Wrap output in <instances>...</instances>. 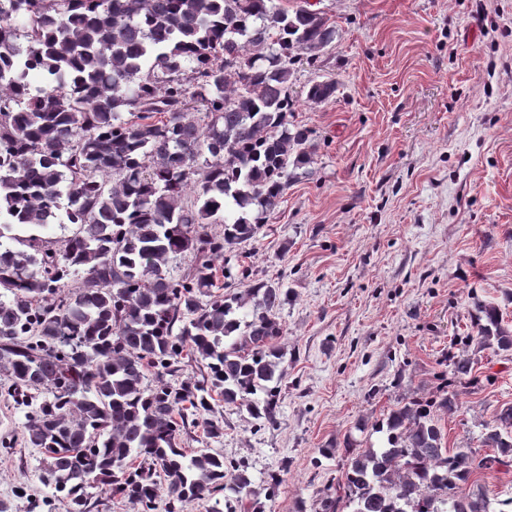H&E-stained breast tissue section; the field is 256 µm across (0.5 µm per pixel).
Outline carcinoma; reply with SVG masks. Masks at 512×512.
Here are the masks:
<instances>
[{"instance_id": "cac0c4a2", "label": "carcinoma", "mask_w": 512, "mask_h": 512, "mask_svg": "<svg viewBox=\"0 0 512 512\" xmlns=\"http://www.w3.org/2000/svg\"><path fill=\"white\" fill-rule=\"evenodd\" d=\"M335 39L321 11L273 0H0V389L25 409L47 512L57 500L90 512L95 487L141 512L219 493L212 512H262L247 468L178 439L215 394L277 422L273 311L288 289L258 280L216 294V261L313 163L311 131L289 120L291 85L295 65ZM32 72L46 88L31 89ZM335 92L315 81L306 99ZM56 224L76 231L52 241ZM188 251L193 271L171 277ZM475 310L477 344L511 352L497 308ZM186 349L206 374L176 388L165 376ZM451 365L450 384L475 381L470 357ZM456 408L453 392L413 398L373 424L383 446L346 440L321 512H488L469 481L512 463V406L484 426L494 454L481 458L445 446L438 416Z\"/></svg>"}]
</instances>
